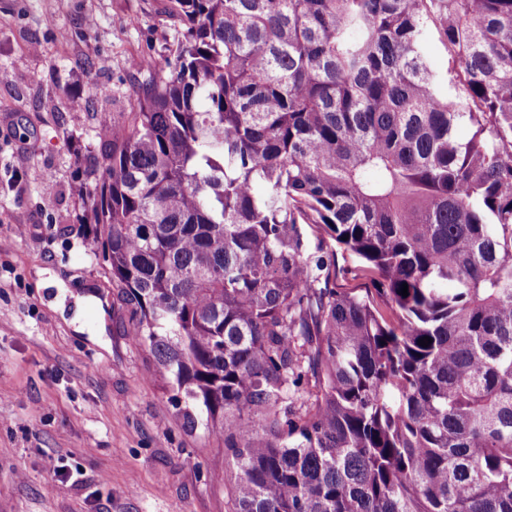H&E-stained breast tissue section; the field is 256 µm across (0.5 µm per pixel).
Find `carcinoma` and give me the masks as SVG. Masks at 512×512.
I'll return each instance as SVG.
<instances>
[{
    "label": "carcinoma",
    "mask_w": 512,
    "mask_h": 512,
    "mask_svg": "<svg viewBox=\"0 0 512 512\" xmlns=\"http://www.w3.org/2000/svg\"><path fill=\"white\" fill-rule=\"evenodd\" d=\"M170 13L82 223L184 426L231 452L233 512H512V0ZM304 224L374 288L336 290Z\"/></svg>",
    "instance_id": "carcinoma-1"
}]
</instances>
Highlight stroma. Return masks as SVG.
Masks as SVG:
<instances>
[{
    "mask_svg": "<svg viewBox=\"0 0 512 512\" xmlns=\"http://www.w3.org/2000/svg\"><path fill=\"white\" fill-rule=\"evenodd\" d=\"M167 3L0 0V512H233L232 456L184 428L80 222L130 60L173 58Z\"/></svg>",
    "mask_w": 512,
    "mask_h": 512,
    "instance_id": "obj_1",
    "label": "stroma"
}]
</instances>
